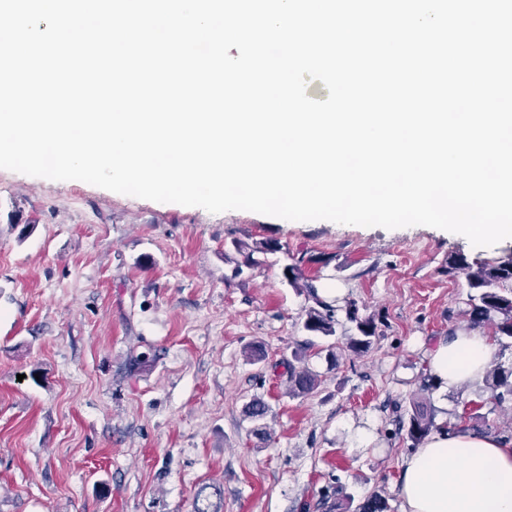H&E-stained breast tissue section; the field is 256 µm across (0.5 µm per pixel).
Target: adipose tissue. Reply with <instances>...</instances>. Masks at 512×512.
<instances>
[{"label":"adipose tissue","mask_w":512,"mask_h":512,"mask_svg":"<svg viewBox=\"0 0 512 512\" xmlns=\"http://www.w3.org/2000/svg\"><path fill=\"white\" fill-rule=\"evenodd\" d=\"M492 358L486 336L460 332L431 352L429 369L448 387L480 380ZM400 512H512V441L464 426H440L402 465Z\"/></svg>","instance_id":"adipose-tissue-1"}]
</instances>
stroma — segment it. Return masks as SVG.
I'll use <instances>...</instances> for the list:
<instances>
[{"mask_svg":"<svg viewBox=\"0 0 512 512\" xmlns=\"http://www.w3.org/2000/svg\"><path fill=\"white\" fill-rule=\"evenodd\" d=\"M277 242L236 273L233 241ZM462 235L217 214L78 181L0 169V512H194L201 487L224 512H316L394 491L410 443L396 419L428 374V355L470 328L465 276L448 259L487 260ZM301 263L340 307L374 316L373 346L346 347L341 321L321 383L288 394L286 363L307 334L308 301L285 266ZM262 344L264 357L245 349ZM146 353L150 363L128 372ZM428 395L439 420L492 408L477 387ZM269 406L258 439L244 410Z\"/></svg>","mask_w":512,"mask_h":512,"instance_id":"stroma-1","label":"stroma"}]
</instances>
